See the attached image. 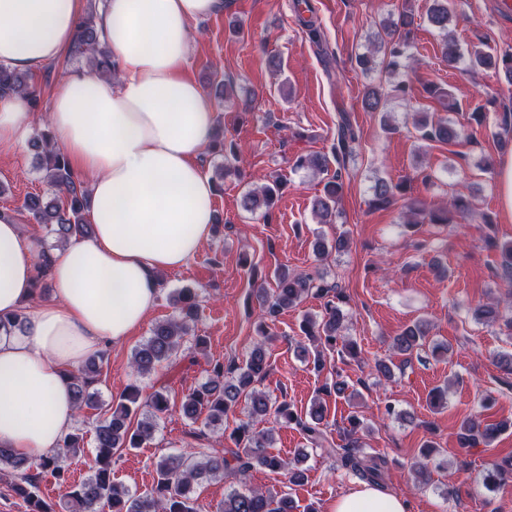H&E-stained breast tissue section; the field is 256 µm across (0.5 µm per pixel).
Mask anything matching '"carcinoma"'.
Segmentation results:
<instances>
[{"mask_svg": "<svg viewBox=\"0 0 512 512\" xmlns=\"http://www.w3.org/2000/svg\"><path fill=\"white\" fill-rule=\"evenodd\" d=\"M451 0H433L428 12V21L441 35V59L448 68L457 70L466 66L474 72L478 69H502L512 82V57H497L488 52L477 51L466 56L456 38L448 32L451 15ZM97 5L92 3L85 15L76 22V36L70 54L76 58L88 59L95 72L104 77H112L115 63L112 51L101 40L97 28ZM414 25V16L403 13L398 21L383 25L384 37L380 47L384 50L386 70L396 75L406 67L412 57V44L402 36L400 29ZM0 94L20 95L26 99L32 111H38V98L32 75L18 72L0 63ZM420 138L429 142L449 143L461 137V125L450 120H430L424 116L415 122ZM498 145L502 150L512 147V115L504 113L500 121ZM359 134L347 118L338 125L333 154L338 162L336 173L326 178L322 194L312 202V212L320 224L336 222V205L343 193L342 162L351 157L358 145ZM33 147L43 160L42 171L50 186L59 194L50 199L39 195L24 198L21 208L33 220L42 224L55 235L58 243L67 244L72 240L90 235L92 225L85 220L87 211V190L76 185L74 176L63 149L57 144L50 128L43 127L34 138ZM295 169H312L318 174H326L329 160L325 156H298L293 162ZM283 188L282 180L275 178L259 189H246L242 196V206L250 213H260L269 220L274 213L276 199ZM371 205L384 208L403 197V208L412 217L408 227L414 228L419 220L429 224H457L464 220L472 208L471 198L462 192H454L448 202L434 208H426L418 199L406 196L407 187L378 179L371 187ZM349 247V239L339 236L332 242L317 239L313 250L319 257L332 251L341 252ZM177 316L156 323L147 339L135 348L131 357V369L138 378L152 374L163 363L177 356L185 343H190L192 351L202 350L205 339L192 335V326L199 317L198 294L185 288L176 291ZM324 299L322 315L305 319L302 328L312 341L314 368L320 371L325 366V354L336 352L339 357H358L356 343L343 335L345 315L341 307L343 293L339 285L326 281L321 276L293 274L286 269L277 272V287L255 288L259 304L256 333L261 339L241 364L228 366L217 361L210 365L207 378L195 388L181 404L180 412L192 422L202 421L206 427L224 424V415L243 404L244 419L233 429L230 438L232 448H196L191 452L173 453L160 457L155 463L156 478L151 487L141 493H132L122 484L112 479V462L127 449L139 448L150 440L157 427L159 415L170 410L169 400L164 390L152 392L145 401H140L141 389L132 383L116 401L102 406L98 391L93 385L98 382L105 354L99 360H91L70 372V386L77 412L86 414L97 412L93 427V452L90 474L80 481L70 479L65 462L80 457L85 452V437L80 429L70 432L62 447L55 453L32 461L16 455L10 448L0 447V479H7L11 492L25 505L27 512H55L54 505L40 494V482L52 477L65 489L64 498L70 512H199L197 498L192 496L194 485L203 479L222 478L234 475L243 478L255 468L281 474L291 486H300L306 479V471L300 467V460L289 461L268 451L272 447V431H257L255 425L271 419L274 423L286 426L296 423L315 447L326 454L336 452L324 447L326 442L324 421L326 406L319 399L313 400L302 420L287 401H280L269 393L258 389L255 383L262 381L268 371L269 356L263 337L268 328L284 311L297 306L308 295ZM479 321L494 324L500 319L498 304H480L474 310ZM428 336V325L418 321L393 338L392 348L399 354L411 355L423 349ZM141 418L132 423L135 414ZM507 429L503 423H486L477 417L468 418L461 425L463 444L474 447L481 443L489 444ZM363 442L359 437L349 436L340 446L342 465L361 480L378 484L384 480L386 460L378 455L361 451ZM443 465V460L435 453V447L425 445L423 460L418 463L419 482H429L431 470ZM295 500L288 493L263 491L261 489H234L224 498L218 512H294Z\"/></svg>", "mask_w": 512, "mask_h": 512, "instance_id": "cac0c4a2", "label": "carcinoma"}]
</instances>
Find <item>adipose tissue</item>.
I'll return each mask as SVG.
<instances>
[{"label": "adipose tissue", "instance_id": "obj_1", "mask_svg": "<svg viewBox=\"0 0 512 512\" xmlns=\"http://www.w3.org/2000/svg\"><path fill=\"white\" fill-rule=\"evenodd\" d=\"M82 0H0V63L37 72L71 47ZM224 0H105L98 19L116 79L71 73L47 121L90 200L91 237L52 254L51 300L37 298L36 255L0 210V446L37 460L61 447L76 409L67 374L123 343L155 308L157 276L208 241L214 187L199 161L214 109L187 75L192 27ZM24 99L0 97V145L24 143ZM406 498L364 485L327 512H409Z\"/></svg>", "mask_w": 512, "mask_h": 512}]
</instances>
